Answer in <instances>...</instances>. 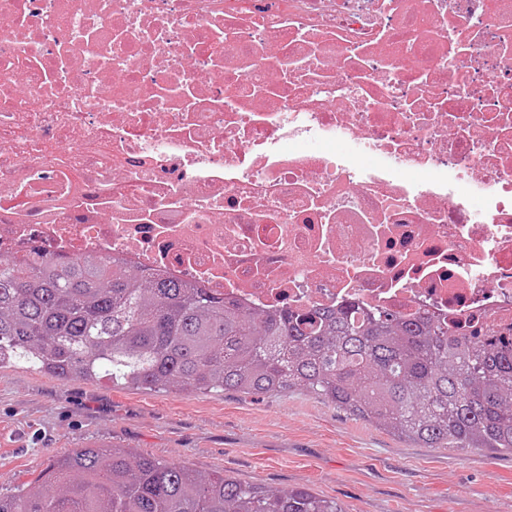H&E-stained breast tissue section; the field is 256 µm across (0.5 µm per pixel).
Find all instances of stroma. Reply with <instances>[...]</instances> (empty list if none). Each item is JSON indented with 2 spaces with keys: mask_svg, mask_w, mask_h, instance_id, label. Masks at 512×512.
<instances>
[{
  "mask_svg": "<svg viewBox=\"0 0 512 512\" xmlns=\"http://www.w3.org/2000/svg\"><path fill=\"white\" fill-rule=\"evenodd\" d=\"M97 445L271 491L305 487L345 512H512V455L425 448L320 397L137 389L0 368V492Z\"/></svg>",
  "mask_w": 512,
  "mask_h": 512,
  "instance_id": "1",
  "label": "stroma"
}]
</instances>
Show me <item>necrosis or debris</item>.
Masks as SVG:
<instances>
[{"label": "necrosis or debris", "instance_id": "obj_1", "mask_svg": "<svg viewBox=\"0 0 512 512\" xmlns=\"http://www.w3.org/2000/svg\"><path fill=\"white\" fill-rule=\"evenodd\" d=\"M512 327V0H0V253Z\"/></svg>", "mask_w": 512, "mask_h": 512}]
</instances>
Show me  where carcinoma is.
<instances>
[{"label": "carcinoma", "mask_w": 512, "mask_h": 512, "mask_svg": "<svg viewBox=\"0 0 512 512\" xmlns=\"http://www.w3.org/2000/svg\"><path fill=\"white\" fill-rule=\"evenodd\" d=\"M36 252L0 256V367L137 388L305 390L428 448L512 453V340L455 339L448 323L388 311L260 314L182 280ZM0 512H346L305 488L273 492L185 466L77 448Z\"/></svg>", "instance_id": "carcinoma-1"}]
</instances>
